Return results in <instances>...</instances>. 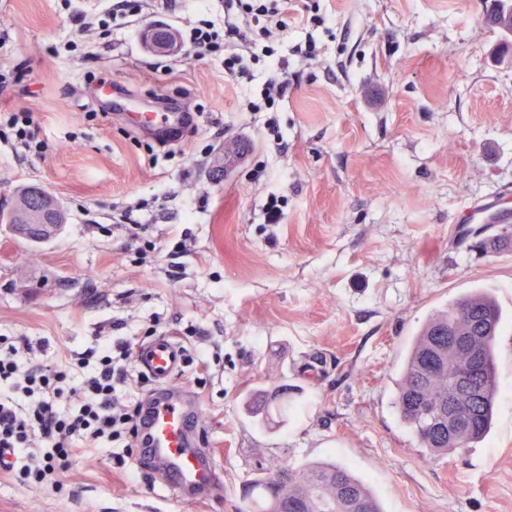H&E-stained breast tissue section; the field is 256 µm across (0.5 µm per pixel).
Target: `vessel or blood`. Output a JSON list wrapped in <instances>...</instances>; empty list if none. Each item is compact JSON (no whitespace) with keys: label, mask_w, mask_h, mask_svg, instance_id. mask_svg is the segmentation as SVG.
<instances>
[{"label":"vessel or blood","mask_w":512,"mask_h":512,"mask_svg":"<svg viewBox=\"0 0 512 512\" xmlns=\"http://www.w3.org/2000/svg\"><path fill=\"white\" fill-rule=\"evenodd\" d=\"M181 113H143L136 129L154 130L180 122ZM186 349L176 337L156 336L137 350V363L153 382L154 391L140 413L138 467L146 474L163 469L161 492L173 497L211 500L221 484L216 458L202 448L201 404L177 379L185 366Z\"/></svg>","instance_id":"vessel-or-blood-1"}]
</instances>
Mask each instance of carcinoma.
Returning <instances> with one entry per match:
<instances>
[{"label":"carcinoma","mask_w":512,"mask_h":512,"mask_svg":"<svg viewBox=\"0 0 512 512\" xmlns=\"http://www.w3.org/2000/svg\"><path fill=\"white\" fill-rule=\"evenodd\" d=\"M482 17L501 33L499 60L512 57V0H493ZM42 189L20 190L12 208L0 211V224L39 223ZM501 323L490 294L476 290L448 303L413 338L394 397L402 421L431 455L464 452L486 436L497 390L495 340ZM288 400L277 387L251 395L255 413L269 415L270 403ZM463 422L464 431L448 435V416ZM245 512H382L372 491L346 469L315 463L297 469L283 463L275 472L253 480L244 492Z\"/></svg>","instance_id":"carcinoma-1"}]
</instances>
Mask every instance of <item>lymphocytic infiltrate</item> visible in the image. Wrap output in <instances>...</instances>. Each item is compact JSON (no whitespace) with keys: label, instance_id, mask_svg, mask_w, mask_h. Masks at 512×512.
<instances>
[{"label":"lymphocytic infiltrate","instance_id":"f902f5d3","mask_svg":"<svg viewBox=\"0 0 512 512\" xmlns=\"http://www.w3.org/2000/svg\"><path fill=\"white\" fill-rule=\"evenodd\" d=\"M296 7L297 0H224L222 25L202 20L180 39L191 45L193 59L220 56L227 74H241L246 53H273L284 18ZM131 350L119 338L79 354L77 366L89 374L77 381L69 370L29 360V344L0 338V448L12 452L8 470L19 484L58 487L76 438L89 448L121 442L112 454L117 465L133 457L140 405L118 397L145 383L131 373Z\"/></svg>","mask_w":512,"mask_h":512}]
</instances>
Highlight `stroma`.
<instances>
[{
    "mask_svg": "<svg viewBox=\"0 0 512 512\" xmlns=\"http://www.w3.org/2000/svg\"><path fill=\"white\" fill-rule=\"evenodd\" d=\"M489 2L318 0L325 26L289 15L275 56L231 77L221 58L185 61L184 44L151 69L144 41L154 25L220 21L224 0H149L119 41L91 46L72 14L102 0H0V55L19 71L0 107L30 112L44 145L0 141V206L36 184L68 212L40 244L0 231V336L51 366L107 340L180 336L224 474L222 499L183 501L135 460L82 447L57 492L0 471V512H241L246 484L283 460L347 468L383 512H512V240L486 254L474 235L482 210L512 203V65L480 22ZM309 39L315 60L293 56ZM272 79L285 96L250 110ZM184 108L178 131L133 127ZM240 137L254 151L225 169ZM164 139L174 157L150 163ZM135 203L155 251L123 221ZM475 288L502 312L491 430L433 457L397 414L396 384L418 330ZM279 385L287 412L251 417L247 394Z\"/></svg>",
    "mask_w": 512,
    "mask_h": 512,
    "instance_id": "1",
    "label": "stroma"
}]
</instances>
